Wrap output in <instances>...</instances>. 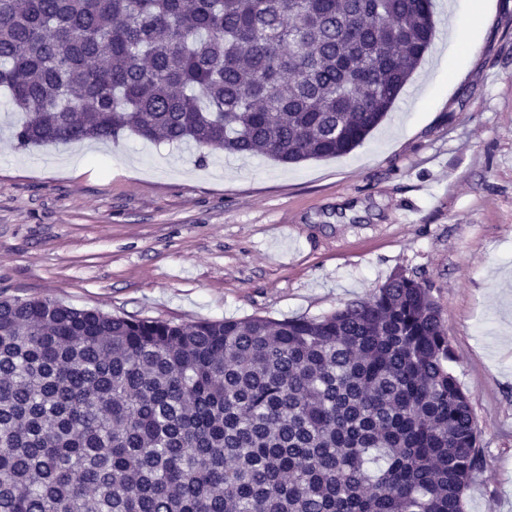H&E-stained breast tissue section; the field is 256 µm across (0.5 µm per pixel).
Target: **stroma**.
<instances>
[{
  "label": "stroma",
  "instance_id": "1",
  "mask_svg": "<svg viewBox=\"0 0 512 512\" xmlns=\"http://www.w3.org/2000/svg\"><path fill=\"white\" fill-rule=\"evenodd\" d=\"M435 0L436 37L352 152L265 156L121 134L16 146L0 98V296L138 319L318 317L421 274L485 454L465 512H512V0ZM478 28L470 52L456 14Z\"/></svg>",
  "mask_w": 512,
  "mask_h": 512
}]
</instances>
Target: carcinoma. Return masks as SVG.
<instances>
[{
	"label": "carcinoma",
	"mask_w": 512,
	"mask_h": 512,
	"mask_svg": "<svg viewBox=\"0 0 512 512\" xmlns=\"http://www.w3.org/2000/svg\"><path fill=\"white\" fill-rule=\"evenodd\" d=\"M433 0H0L21 148L128 132L347 154L432 45ZM423 277L320 317L136 319L0 298V512H464L484 462Z\"/></svg>",
	"instance_id": "obj_1"
}]
</instances>
